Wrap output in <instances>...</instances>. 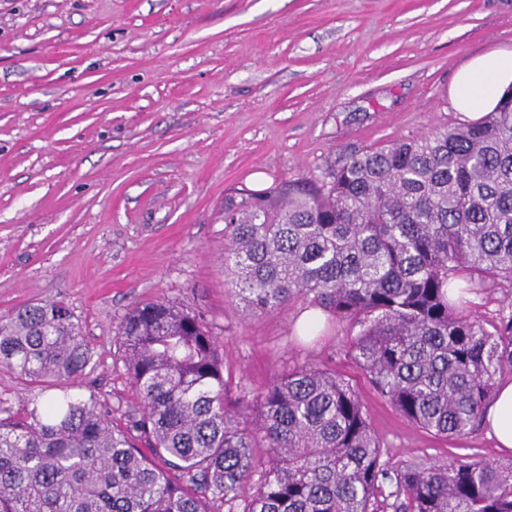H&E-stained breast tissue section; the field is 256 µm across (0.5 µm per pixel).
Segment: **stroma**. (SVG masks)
<instances>
[{
  "mask_svg": "<svg viewBox=\"0 0 512 512\" xmlns=\"http://www.w3.org/2000/svg\"><path fill=\"white\" fill-rule=\"evenodd\" d=\"M512 50V0H0V314L64 302L95 351L82 383L134 410L116 334L160 300L202 312L233 384L257 394L308 363L358 391L389 468L474 455L512 468L489 426H411L308 303L246 312L224 275V196L319 172L362 147L462 123L456 72ZM485 327L512 284L464 286Z\"/></svg>",
  "mask_w": 512,
  "mask_h": 512,
  "instance_id": "stroma-1",
  "label": "stroma"
}]
</instances>
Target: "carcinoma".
Returning <instances> with one entry per match:
<instances>
[{
  "mask_svg": "<svg viewBox=\"0 0 512 512\" xmlns=\"http://www.w3.org/2000/svg\"><path fill=\"white\" fill-rule=\"evenodd\" d=\"M224 273L248 311L302 298L349 322L354 362L408 423L475 432L512 373V314L489 330L450 289L512 283V89L477 122L226 195ZM117 341L138 400L122 424L74 391L94 351L64 302L0 315V367L37 389L16 409L0 399V512H377L380 496L397 512H512V469L489 460L391 473L359 393L326 367L230 403L201 312L139 303Z\"/></svg>",
  "mask_w": 512,
  "mask_h": 512,
  "instance_id": "cac0c4a2",
  "label": "carcinoma"
}]
</instances>
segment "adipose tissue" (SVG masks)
Instances as JSON below:
<instances>
[{
	"label": "adipose tissue",
	"mask_w": 512,
	"mask_h": 512,
	"mask_svg": "<svg viewBox=\"0 0 512 512\" xmlns=\"http://www.w3.org/2000/svg\"><path fill=\"white\" fill-rule=\"evenodd\" d=\"M512 87V52H491L475 58L456 74L452 98L456 109L470 118L492 111ZM501 447L512 449V382L499 384L487 414Z\"/></svg>",
	"instance_id": "1"
}]
</instances>
